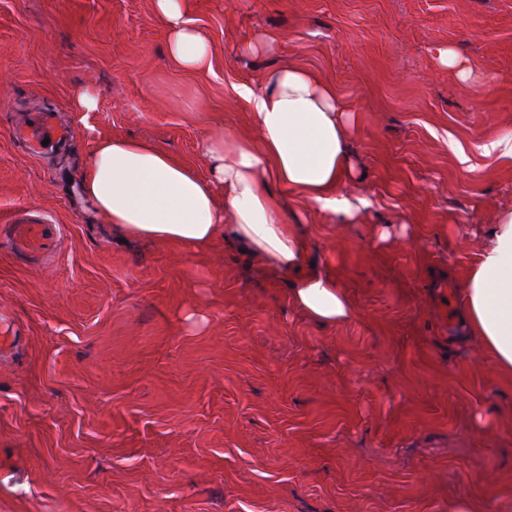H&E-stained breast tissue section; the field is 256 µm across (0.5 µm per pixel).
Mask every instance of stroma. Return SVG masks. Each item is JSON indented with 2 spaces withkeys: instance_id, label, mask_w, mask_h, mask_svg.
Here are the masks:
<instances>
[{
  "instance_id": "35a3bbf8",
  "label": "stroma",
  "mask_w": 512,
  "mask_h": 512,
  "mask_svg": "<svg viewBox=\"0 0 512 512\" xmlns=\"http://www.w3.org/2000/svg\"><path fill=\"white\" fill-rule=\"evenodd\" d=\"M187 17L212 73L169 59L152 0H0V512H512V379L452 302L512 209V157L480 150L512 135V0H187ZM288 62L357 111L347 189L371 207L345 224L293 206L356 308L336 326L223 240L121 241L76 181L96 135L206 172L201 140L252 124L232 84ZM45 111L67 145L35 158L14 129ZM34 211L60 224L55 253L15 250L5 220ZM437 55L442 64L448 67L462 82H469L472 79L474 69L470 65H463L457 54L450 47H439Z\"/></svg>"
}]
</instances>
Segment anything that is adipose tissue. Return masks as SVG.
<instances>
[{
	"label": "adipose tissue",
	"mask_w": 512,
	"mask_h": 512,
	"mask_svg": "<svg viewBox=\"0 0 512 512\" xmlns=\"http://www.w3.org/2000/svg\"><path fill=\"white\" fill-rule=\"evenodd\" d=\"M169 30L167 53L193 72L212 68L209 42L186 17L185 0H154ZM255 135L225 126L201 143L207 174L138 140L98 136L80 172L82 189L103 219L127 237L206 250L224 237L286 282L292 304L317 324H343L356 311L335 275L314 268L306 236L292 224L289 199L315 214L354 221L367 200L344 184L354 174L350 107L334 84L296 64L262 82L233 87ZM460 322L498 367L512 373V210L504 211L461 292Z\"/></svg>",
	"instance_id": "adipose-tissue-1"
}]
</instances>
